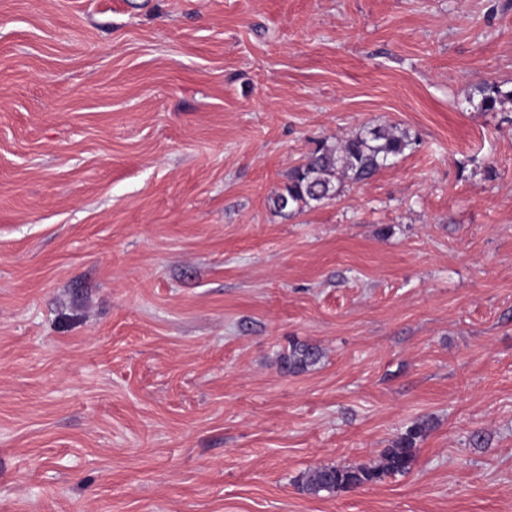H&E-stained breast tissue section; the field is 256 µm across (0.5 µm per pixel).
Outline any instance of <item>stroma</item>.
Returning a JSON list of instances; mask_svg holds the SVG:
<instances>
[{"label":"stroma","mask_w":512,"mask_h":512,"mask_svg":"<svg viewBox=\"0 0 512 512\" xmlns=\"http://www.w3.org/2000/svg\"><path fill=\"white\" fill-rule=\"evenodd\" d=\"M486 82L512 0H0V512H512ZM389 125L369 181L270 207ZM422 419L410 473L302 491ZM415 142L394 127L359 130L336 145L322 143L304 163L288 175V183L275 193L271 204L276 212L293 214L336 196L345 183L371 179L391 159L412 149ZM320 359V352L316 347L292 342L288 347V353L282 356V367L289 374L305 372Z\"/></svg>","instance_id":"1"}]
</instances>
